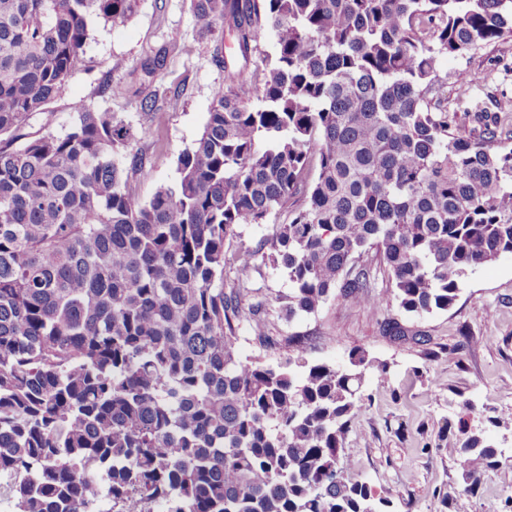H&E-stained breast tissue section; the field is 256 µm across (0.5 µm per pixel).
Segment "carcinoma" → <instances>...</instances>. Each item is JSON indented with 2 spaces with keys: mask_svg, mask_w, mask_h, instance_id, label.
<instances>
[{
  "mask_svg": "<svg viewBox=\"0 0 512 512\" xmlns=\"http://www.w3.org/2000/svg\"><path fill=\"white\" fill-rule=\"evenodd\" d=\"M137 0H0V498L11 512H386L337 466L372 362L243 358L224 270H281L291 320L336 292L446 311L469 270L512 253V148L497 119L451 131L439 56L512 37V0H191L243 64L142 199L130 128L80 101L63 134L25 128L81 62L92 16ZM274 58L249 68L266 36ZM301 195V203L288 209ZM288 221L257 250L236 229ZM259 301L249 308L260 345ZM301 348V338L276 341ZM469 493L497 450L449 440ZM287 220L288 212L282 211L271 215L266 224L243 226L237 230L239 234L236 237L226 240L225 250L231 254L240 247L255 248L262 240L273 234L275 224H284Z\"/></svg>",
  "mask_w": 512,
  "mask_h": 512,
  "instance_id": "cac0c4a2",
  "label": "carcinoma"
}]
</instances>
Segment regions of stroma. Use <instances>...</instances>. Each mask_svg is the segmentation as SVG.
I'll list each match as a JSON object with an SVG mask.
<instances>
[{
  "mask_svg": "<svg viewBox=\"0 0 512 512\" xmlns=\"http://www.w3.org/2000/svg\"><path fill=\"white\" fill-rule=\"evenodd\" d=\"M82 63L43 112L35 114L29 132H65L72 104L83 99L114 113L137 136L146 159L144 173L132 175L130 190L149 198L157 186L178 178L176 158L192 146L207 119L214 90L224 83L222 59L229 43L201 31L190 0H138L135 13L112 25L94 18ZM164 62L154 74L145 65L156 56ZM461 70L477 81L458 88L452 80ZM437 71L446 82L448 119L465 139L478 138L480 116L498 114V136L512 140V112L501 111L512 99V37L471 50L442 56ZM118 81L127 91L112 95L106 83ZM167 88L154 117H145L141 100L156 87ZM225 288L244 289L267 301L274 336H300L303 356L311 363L348 365L352 350L364 351L374 364L361 388V417L340 451L353 476L387 496L391 512H457L441 508L442 494L456 496L465 482L460 458L444 438L461 426L483 430L502 450L496 465L481 474L466 512H512V254L468 272L457 301L448 310L421 316L403 312L386 275L377 291L383 313L336 296L316 314L281 318L277 298L288 279L267 264L241 273L224 271ZM395 318L410 333L396 342L385 336L383 317ZM384 364L378 374L376 364Z\"/></svg>",
  "mask_w": 512,
  "mask_h": 512,
  "instance_id": "35a3bbf8",
  "label": "stroma"
}]
</instances>
